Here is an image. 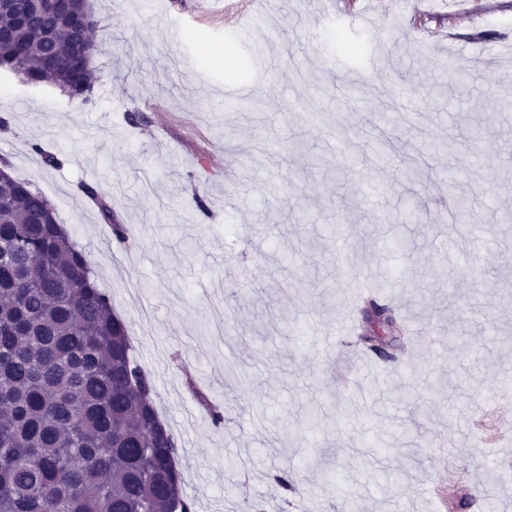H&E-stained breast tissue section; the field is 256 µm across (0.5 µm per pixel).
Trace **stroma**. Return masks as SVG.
<instances>
[{
  "label": "stroma",
  "mask_w": 512,
  "mask_h": 512,
  "mask_svg": "<svg viewBox=\"0 0 512 512\" xmlns=\"http://www.w3.org/2000/svg\"><path fill=\"white\" fill-rule=\"evenodd\" d=\"M92 5L93 101L0 71V159L87 252L196 512H512V65L470 66L450 112L393 95L451 82L449 42L512 44V0H266L257 28L250 0ZM229 56L253 109L224 106ZM380 137L416 160L451 143L480 192L465 233L438 181L374 169ZM371 298L395 320L381 355L359 341Z\"/></svg>",
  "instance_id": "stroma-1"
}]
</instances>
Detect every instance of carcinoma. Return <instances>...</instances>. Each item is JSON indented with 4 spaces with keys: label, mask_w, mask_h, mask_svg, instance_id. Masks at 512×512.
<instances>
[{
    "label": "carcinoma",
    "mask_w": 512,
    "mask_h": 512,
    "mask_svg": "<svg viewBox=\"0 0 512 512\" xmlns=\"http://www.w3.org/2000/svg\"><path fill=\"white\" fill-rule=\"evenodd\" d=\"M0 0V31L20 52L0 63L33 84L49 78L92 101L97 49L85 0ZM463 71L448 107L466 94ZM458 217L471 197L461 169L444 167ZM155 385L137 362L86 255L47 198L0 180V512H195L176 467L177 440L155 432Z\"/></svg>",
    "instance_id": "carcinoma-1"
}]
</instances>
